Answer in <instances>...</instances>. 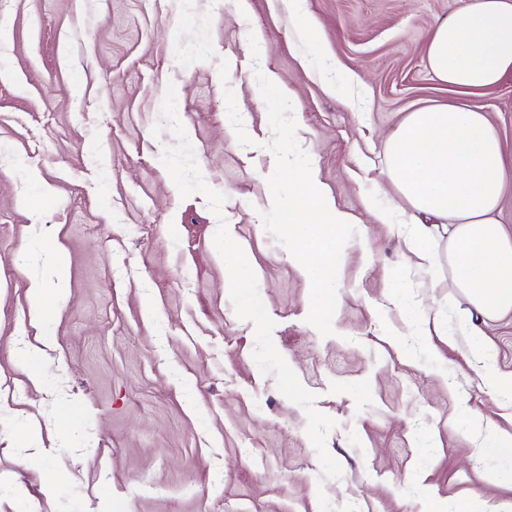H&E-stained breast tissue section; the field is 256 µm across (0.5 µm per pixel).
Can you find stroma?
<instances>
[{
    "instance_id": "35a3bbf8",
    "label": "stroma",
    "mask_w": 512,
    "mask_h": 512,
    "mask_svg": "<svg viewBox=\"0 0 512 512\" xmlns=\"http://www.w3.org/2000/svg\"><path fill=\"white\" fill-rule=\"evenodd\" d=\"M248 3L0 0V512H512L496 449L454 414L465 395L512 434L458 333L467 302L366 209L397 198L385 136L457 98L425 58L457 0H305L309 34L288 0ZM259 71L357 224L328 337L261 219L275 158ZM470 101L512 161V74ZM234 254L257 308L224 285ZM60 263L63 295L35 321L30 287ZM396 285L431 310L426 335Z\"/></svg>"
}]
</instances>
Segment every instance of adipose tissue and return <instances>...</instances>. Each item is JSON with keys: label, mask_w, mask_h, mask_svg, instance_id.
I'll return each mask as SVG.
<instances>
[{"label": "adipose tissue", "mask_w": 512, "mask_h": 512, "mask_svg": "<svg viewBox=\"0 0 512 512\" xmlns=\"http://www.w3.org/2000/svg\"><path fill=\"white\" fill-rule=\"evenodd\" d=\"M431 74L462 93L458 102L410 112L387 135L384 173L403 205L371 208L376 223L397 225L427 273L447 267L453 284L486 320L512 311V237L498 219L507 161L481 107L465 97L512 72V0H458L427 46ZM469 352L499 394L512 397V376L495 367L480 329Z\"/></svg>", "instance_id": "obj_1"}]
</instances>
